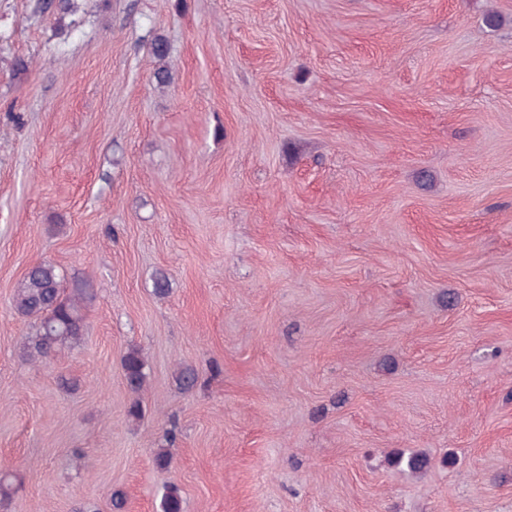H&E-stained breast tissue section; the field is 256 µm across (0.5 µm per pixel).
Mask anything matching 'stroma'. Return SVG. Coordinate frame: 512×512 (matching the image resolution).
Here are the masks:
<instances>
[{
    "label": "stroma",
    "mask_w": 512,
    "mask_h": 512,
    "mask_svg": "<svg viewBox=\"0 0 512 512\" xmlns=\"http://www.w3.org/2000/svg\"><path fill=\"white\" fill-rule=\"evenodd\" d=\"M41 4L0 0L5 512H512V0ZM42 259L96 295L35 363ZM122 371L127 386L133 392L143 389L146 382L145 363L137 350H129L121 360ZM390 464L410 475H424L433 465L431 458L423 452L411 451L406 453L401 450L393 453Z\"/></svg>",
    "instance_id": "1"
}]
</instances>
